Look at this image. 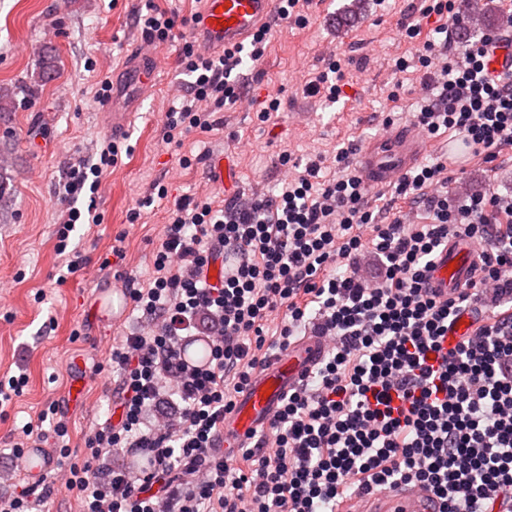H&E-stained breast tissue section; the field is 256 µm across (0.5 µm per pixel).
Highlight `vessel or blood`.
<instances>
[{"label": "vessel or blood", "mask_w": 512, "mask_h": 512, "mask_svg": "<svg viewBox=\"0 0 512 512\" xmlns=\"http://www.w3.org/2000/svg\"><path fill=\"white\" fill-rule=\"evenodd\" d=\"M205 7L196 31L202 48L212 49L242 44L268 25L274 0H204ZM155 50L141 49L135 59L112 84V132H125L127 118L136 109L142 91L157 75ZM512 68V47L498 45L488 53L490 75ZM426 151L423 139L413 130L400 126L388 130L377 141L359 152L356 167L365 185L378 188L398 180ZM477 248L464 238L450 239L438 253L430 272L432 293L447 297L471 280ZM321 337L306 336L274 358L253 377L224 420V445L241 447L250 434L268 426L289 390L314 369L323 353ZM24 473L39 476L53 467L43 449L26 448L18 461ZM439 503L429 493L405 492L368 498L365 512H438Z\"/></svg>", "instance_id": "b4317fda"}]
</instances>
